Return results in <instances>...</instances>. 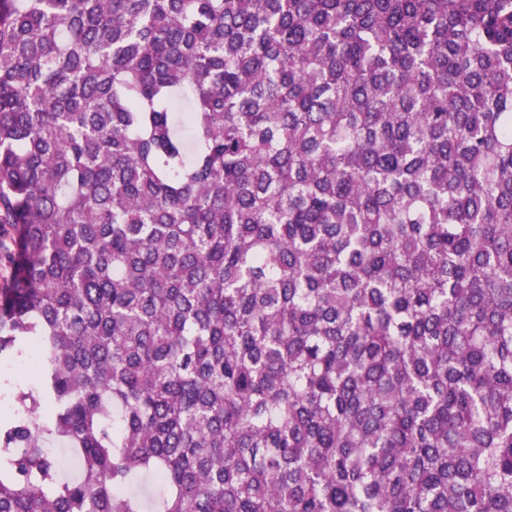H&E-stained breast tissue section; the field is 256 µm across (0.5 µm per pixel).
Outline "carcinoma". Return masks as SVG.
I'll use <instances>...</instances> for the list:
<instances>
[{"label":"carcinoma","instance_id":"carcinoma-1","mask_svg":"<svg viewBox=\"0 0 512 512\" xmlns=\"http://www.w3.org/2000/svg\"><path fill=\"white\" fill-rule=\"evenodd\" d=\"M0 234V512H512V0H0Z\"/></svg>","mask_w":512,"mask_h":512}]
</instances>
